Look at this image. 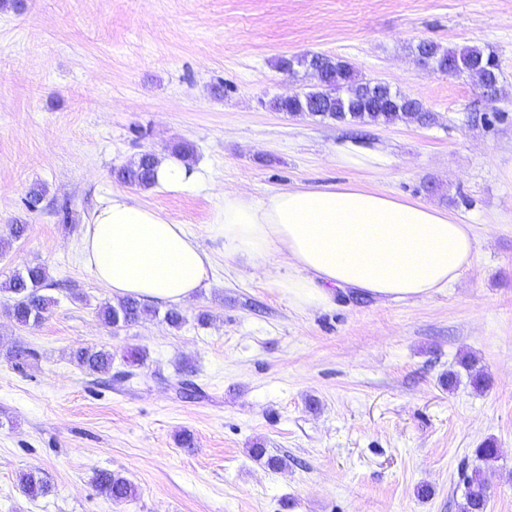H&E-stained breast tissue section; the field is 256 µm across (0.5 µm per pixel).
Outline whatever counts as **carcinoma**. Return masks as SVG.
Listing matches in <instances>:
<instances>
[{
    "instance_id": "cac0c4a2",
    "label": "carcinoma",
    "mask_w": 512,
    "mask_h": 512,
    "mask_svg": "<svg viewBox=\"0 0 512 512\" xmlns=\"http://www.w3.org/2000/svg\"><path fill=\"white\" fill-rule=\"evenodd\" d=\"M410 51L416 56H430L445 73L461 63L473 67L496 60L494 51L478 45L445 48L434 42L420 41L410 47ZM309 65L320 69L322 82L314 85L311 90L300 92L297 97L272 100L270 106L273 109L291 115L307 114L348 124L378 125L409 121L424 125L434 120L419 100L396 90H382L370 80L359 77L347 62L324 54H312L303 62V66ZM156 164L155 154L144 152L133 162L121 167L116 172V178L126 185L148 189L154 180ZM47 279L46 268L38 264L1 284L0 292L9 294V302L5 307L8 317L23 327L35 326L44 320L50 299L42 295L41 290ZM156 313L157 310L128 297L115 305L109 301L102 304L98 317L105 325L116 327L135 324ZM72 360L91 374H107L112 369V353L105 349L78 348L72 353ZM474 453L478 464L471 473L463 474L465 492L462 512H486L489 471L497 458L498 448L489 440L475 449ZM94 483L97 492L114 505L132 501L138 496V487L118 473L101 471L96 475ZM19 486L22 493L33 500L46 497L52 492L48 479L35 470L21 473Z\"/></svg>"
}]
</instances>
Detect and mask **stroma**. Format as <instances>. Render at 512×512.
<instances>
[{
    "instance_id": "obj_1",
    "label": "stroma",
    "mask_w": 512,
    "mask_h": 512,
    "mask_svg": "<svg viewBox=\"0 0 512 512\" xmlns=\"http://www.w3.org/2000/svg\"><path fill=\"white\" fill-rule=\"evenodd\" d=\"M489 47L505 97L423 71L412 44ZM323 53L419 99L431 124L357 126L275 111L312 81L278 66ZM502 118L491 119L492 109ZM378 145L388 167L336 166V144ZM192 146L201 192L123 188L116 169ZM40 186L37 210L24 204ZM358 186L473 225L475 255L447 289L402 302L337 292L300 310L269 277L224 257L221 195ZM124 190L184 224L212 279L162 317L112 329L86 268L83 225ZM0 282L48 271L38 326L0 312V512H460L462 472L494 441L487 512H512V0H23L0 7ZM33 358L13 366V345ZM105 348L110 376L70 360ZM146 354L131 363L133 350ZM490 378L475 391L461 361ZM458 372L448 388V371ZM193 444L184 447L183 435ZM264 457L252 454L253 448ZM286 461L268 466V457ZM44 473L29 500L18 476ZM134 482L116 506L97 471ZM19 486L29 499L46 497L52 492V485L40 471L29 470L19 475Z\"/></svg>"
}]
</instances>
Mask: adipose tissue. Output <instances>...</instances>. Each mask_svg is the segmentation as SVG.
<instances>
[{
    "label": "adipose tissue",
    "instance_id": "1",
    "mask_svg": "<svg viewBox=\"0 0 512 512\" xmlns=\"http://www.w3.org/2000/svg\"><path fill=\"white\" fill-rule=\"evenodd\" d=\"M198 168L173 155L159 159L157 188L203 186ZM211 231L224 257L268 269L279 257L288 277L271 282L300 309L329 305L355 288L385 301L430 296L473 260L472 225L439 208L356 187L288 189L257 197L228 190ZM85 266L114 299L180 306L212 277L210 254L166 214L112 193L95 209L81 239Z\"/></svg>",
    "mask_w": 512,
    "mask_h": 512
}]
</instances>
